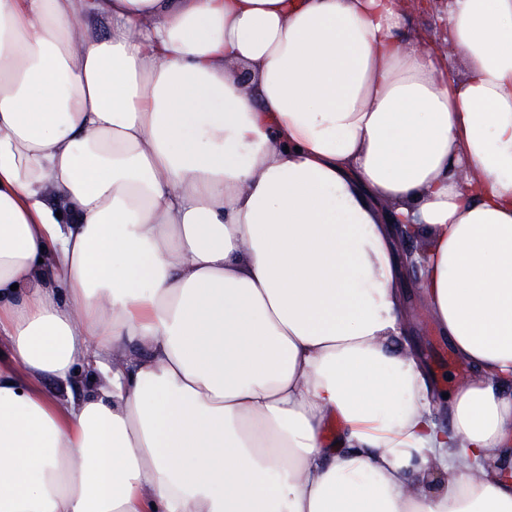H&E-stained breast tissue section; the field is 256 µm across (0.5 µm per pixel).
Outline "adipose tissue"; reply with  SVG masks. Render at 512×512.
I'll return each mask as SVG.
<instances>
[{"mask_svg":"<svg viewBox=\"0 0 512 512\" xmlns=\"http://www.w3.org/2000/svg\"><path fill=\"white\" fill-rule=\"evenodd\" d=\"M404 24L0 0V512H512V0ZM406 290L410 293V303L415 309L418 333L414 338L425 353V367L437 384L450 391L470 377V367L457 358L448 338L438 333L424 309L420 307L418 288L410 284Z\"/></svg>","mask_w":512,"mask_h":512,"instance_id":"1","label":"adipose tissue"}]
</instances>
